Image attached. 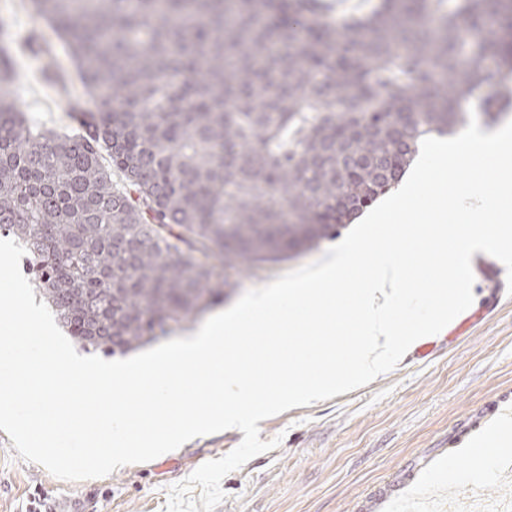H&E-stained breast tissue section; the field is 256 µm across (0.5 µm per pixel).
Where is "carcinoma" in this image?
<instances>
[{"label":"carcinoma","mask_w":512,"mask_h":512,"mask_svg":"<svg viewBox=\"0 0 512 512\" xmlns=\"http://www.w3.org/2000/svg\"><path fill=\"white\" fill-rule=\"evenodd\" d=\"M77 68L80 129L30 124L0 53V229L58 323L127 353L308 251L399 180L428 134L486 123L512 73V0H30ZM118 174L120 181L112 179Z\"/></svg>","instance_id":"carcinoma-1"}]
</instances>
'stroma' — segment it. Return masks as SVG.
<instances>
[{
    "mask_svg": "<svg viewBox=\"0 0 512 512\" xmlns=\"http://www.w3.org/2000/svg\"><path fill=\"white\" fill-rule=\"evenodd\" d=\"M38 68L28 53L15 66L18 111L39 127L77 132ZM316 256L311 250L231 274L213 312ZM501 280L497 263L477 271L470 308L368 385L262 420L260 440L278 436L281 444L224 477L214 512H373L377 497L395 499L414 482L447 494L449 475L469 469L482 430L512 408V295ZM243 437L200 436L150 462L65 481L22 458L0 430V512H32L39 497L55 512H70L75 498L90 512H167L171 486Z\"/></svg>",
    "mask_w": 512,
    "mask_h": 512,
    "instance_id": "35a3bbf8",
    "label": "stroma"
}]
</instances>
